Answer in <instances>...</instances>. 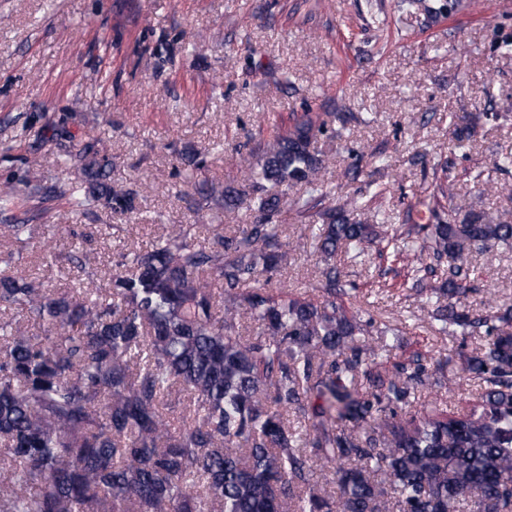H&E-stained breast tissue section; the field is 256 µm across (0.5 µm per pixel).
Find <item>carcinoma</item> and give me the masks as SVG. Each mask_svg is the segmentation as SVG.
Segmentation results:
<instances>
[{"label":"carcinoma","instance_id":"1","mask_svg":"<svg viewBox=\"0 0 512 512\" xmlns=\"http://www.w3.org/2000/svg\"><path fill=\"white\" fill-rule=\"evenodd\" d=\"M410 5L452 14L458 0ZM332 113L291 114L249 150L245 181L199 192L253 221L213 226L206 245L191 224L128 253L109 287L46 288L23 268L0 270V311L25 313L29 336L0 316V512H512V307L476 312L468 257L512 243V219L494 222L458 203L429 208L425 224H387L371 200L324 206L325 159L315 150ZM85 187L76 211L101 200L132 213L135 197L106 182L112 159L79 153ZM295 184L306 194L288 198ZM319 216L321 298L274 290L288 265L280 217ZM40 225L0 224V241L27 247ZM407 261L403 286L429 292L444 334L480 336L461 371L481 393L464 414L411 397L450 384L421 356L393 364L402 330L347 310L351 263L372 246ZM255 324L249 334L239 317ZM294 414L304 426H288ZM314 449L335 494L318 489Z\"/></svg>","mask_w":512,"mask_h":512}]
</instances>
